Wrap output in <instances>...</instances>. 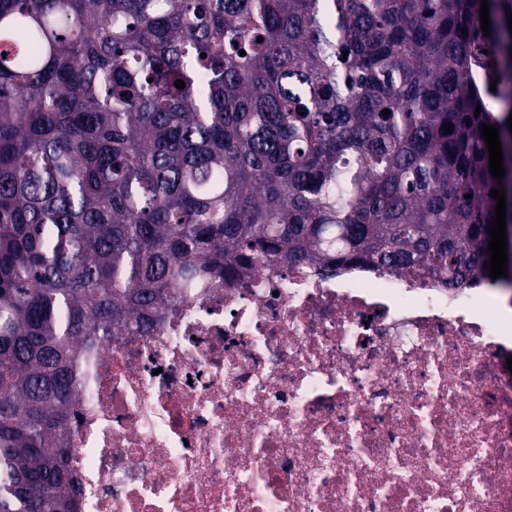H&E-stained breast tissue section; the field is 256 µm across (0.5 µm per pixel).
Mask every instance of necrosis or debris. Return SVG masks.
Returning <instances> with one entry per match:
<instances>
[{
    "label": "necrosis or debris",
    "instance_id": "1",
    "mask_svg": "<svg viewBox=\"0 0 512 512\" xmlns=\"http://www.w3.org/2000/svg\"><path fill=\"white\" fill-rule=\"evenodd\" d=\"M512 319L407 273L265 267L77 349L80 512H512Z\"/></svg>",
    "mask_w": 512,
    "mask_h": 512
}]
</instances>
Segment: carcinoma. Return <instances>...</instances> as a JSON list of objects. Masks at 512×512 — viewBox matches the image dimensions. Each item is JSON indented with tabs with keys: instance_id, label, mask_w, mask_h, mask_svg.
Listing matches in <instances>:
<instances>
[{
	"instance_id": "carcinoma-1",
	"label": "carcinoma",
	"mask_w": 512,
	"mask_h": 512,
	"mask_svg": "<svg viewBox=\"0 0 512 512\" xmlns=\"http://www.w3.org/2000/svg\"><path fill=\"white\" fill-rule=\"evenodd\" d=\"M487 3L488 36L481 0H0V512H79L73 353L190 283L305 264L512 291V263L488 275L512 0Z\"/></svg>"
}]
</instances>
